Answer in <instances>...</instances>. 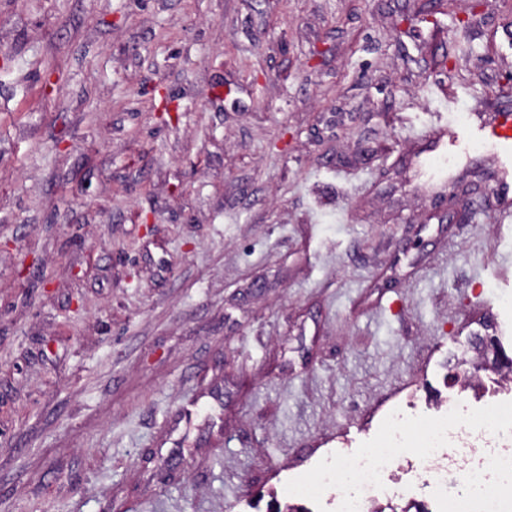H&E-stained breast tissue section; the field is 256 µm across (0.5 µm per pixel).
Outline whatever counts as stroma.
Wrapping results in <instances>:
<instances>
[{
    "instance_id": "1",
    "label": "stroma",
    "mask_w": 512,
    "mask_h": 512,
    "mask_svg": "<svg viewBox=\"0 0 512 512\" xmlns=\"http://www.w3.org/2000/svg\"><path fill=\"white\" fill-rule=\"evenodd\" d=\"M510 30L512 0H0V512H327L288 480L463 398L472 334L512 357L497 170L428 162Z\"/></svg>"
}]
</instances>
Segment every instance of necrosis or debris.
<instances>
[{"mask_svg":"<svg viewBox=\"0 0 512 512\" xmlns=\"http://www.w3.org/2000/svg\"><path fill=\"white\" fill-rule=\"evenodd\" d=\"M504 419H512L506 400L498 403L492 422L454 402L412 415L396 407L384 419L393 454L363 448L344 459L326 458L313 475L289 481V493L316 499L331 487L334 512H375L381 501L402 498L396 473L406 467L424 475L435 512H512V430L501 428ZM460 469L468 476L466 491L449 495L448 477Z\"/></svg>","mask_w":512,"mask_h":512,"instance_id":"obj_1","label":"necrosis or debris"}]
</instances>
